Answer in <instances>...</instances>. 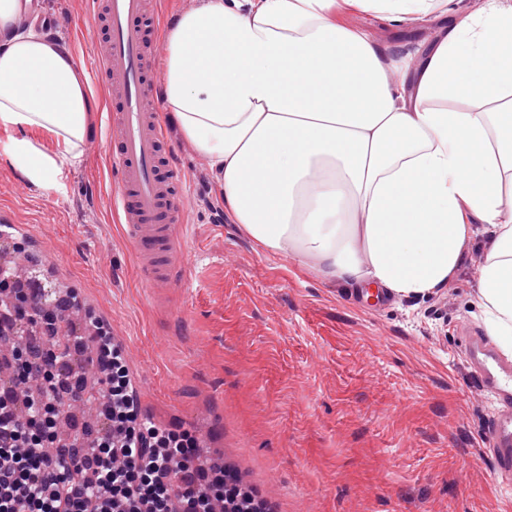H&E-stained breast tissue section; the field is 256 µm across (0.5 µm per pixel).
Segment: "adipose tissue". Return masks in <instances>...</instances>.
<instances>
[{"label":"adipose tissue","mask_w":512,"mask_h":512,"mask_svg":"<svg viewBox=\"0 0 512 512\" xmlns=\"http://www.w3.org/2000/svg\"><path fill=\"white\" fill-rule=\"evenodd\" d=\"M29 2L0 0V128L10 164L62 192L95 104L83 64ZM336 2L197 0L164 33V110L215 173L232 222L321 282L425 298L483 234L478 303L512 360V218L500 209L512 189V10L345 0L393 25L452 17L429 53L396 63L337 22Z\"/></svg>","instance_id":"1"}]
</instances>
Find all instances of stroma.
<instances>
[{"instance_id": "obj_1", "label": "stroma", "mask_w": 512, "mask_h": 512, "mask_svg": "<svg viewBox=\"0 0 512 512\" xmlns=\"http://www.w3.org/2000/svg\"><path fill=\"white\" fill-rule=\"evenodd\" d=\"M31 7L92 65L98 33L84 0ZM342 19L393 56L448 26L435 13L397 27L367 14ZM89 88L97 110L66 193L23 180L0 131V214L39 243L50 280L124 343L141 416L189 430L215 459L231 457L272 512H505L512 486L481 451L496 404L478 391L459 334L485 327L482 236L447 288L362 308L356 290L258 251L225 213L214 173L167 122L189 266L180 284L150 297L112 205L108 93Z\"/></svg>"}]
</instances>
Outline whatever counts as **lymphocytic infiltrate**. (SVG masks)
<instances>
[{"mask_svg":"<svg viewBox=\"0 0 512 512\" xmlns=\"http://www.w3.org/2000/svg\"><path fill=\"white\" fill-rule=\"evenodd\" d=\"M18 305L0 307V512H255L261 497L222 466H204L198 441L140 416L124 353L102 323L89 322L81 347L95 350L103 376L104 433L93 445L59 440L60 390L78 400L83 381L27 326L54 325L38 297L0 278Z\"/></svg>","mask_w":512,"mask_h":512,"instance_id":"1","label":"lymphocytic infiltrate"}]
</instances>
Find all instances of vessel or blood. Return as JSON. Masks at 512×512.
<instances>
[{"instance_id":"obj_1","label":"vessel or blood","mask_w":512,"mask_h":512,"mask_svg":"<svg viewBox=\"0 0 512 512\" xmlns=\"http://www.w3.org/2000/svg\"><path fill=\"white\" fill-rule=\"evenodd\" d=\"M89 18L100 30L103 52L96 80L111 88L107 109L115 209L124 215V234L133 246L150 291L181 281L187 263L178 243L184 199L174 175L172 151L156 118L155 66L160 47L147 0H88ZM464 351L480 391L498 406L485 439L496 476L512 480V366L499 363L479 331L463 332Z\"/></svg>"}]
</instances>
